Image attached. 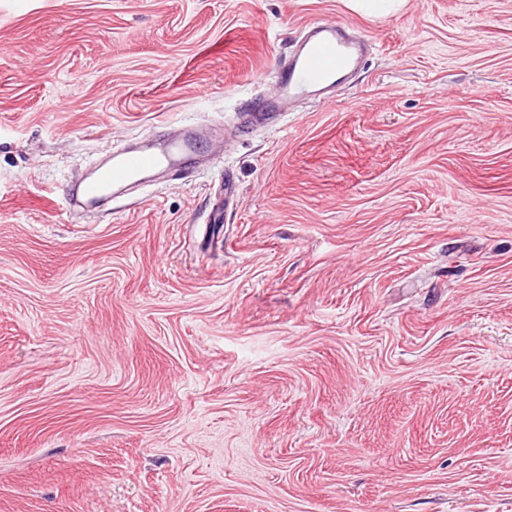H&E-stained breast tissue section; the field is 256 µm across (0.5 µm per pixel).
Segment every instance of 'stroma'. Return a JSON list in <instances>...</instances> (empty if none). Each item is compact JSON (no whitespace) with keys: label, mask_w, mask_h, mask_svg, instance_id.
<instances>
[{"label":"stroma","mask_w":512,"mask_h":512,"mask_svg":"<svg viewBox=\"0 0 512 512\" xmlns=\"http://www.w3.org/2000/svg\"><path fill=\"white\" fill-rule=\"evenodd\" d=\"M323 18L332 101L72 221ZM0 512H512V0H0ZM140 138L145 144L113 150L87 170L76 190L68 194L70 201L88 208L112 201L128 189L151 185L157 175L177 169L185 159L198 154L201 143L221 150L225 137L186 125L163 137L151 130Z\"/></svg>","instance_id":"1"}]
</instances>
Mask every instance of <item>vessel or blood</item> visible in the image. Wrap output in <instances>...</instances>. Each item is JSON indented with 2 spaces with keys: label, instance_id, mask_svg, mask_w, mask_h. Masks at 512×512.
<instances>
[{
  "label": "vessel or blood",
  "instance_id": "1",
  "mask_svg": "<svg viewBox=\"0 0 512 512\" xmlns=\"http://www.w3.org/2000/svg\"><path fill=\"white\" fill-rule=\"evenodd\" d=\"M367 54V39L351 24L324 18L305 25L293 50L275 66L273 92L242 100L244 119L252 120L259 112L282 115L304 97L328 98L364 63ZM142 140V145L109 152L87 170L71 193V201L85 208L96 206L128 189L151 185L157 175L177 169L198 154L201 143L218 149L224 145L223 136L193 125L162 136L147 131Z\"/></svg>",
  "mask_w": 512,
  "mask_h": 512
}]
</instances>
